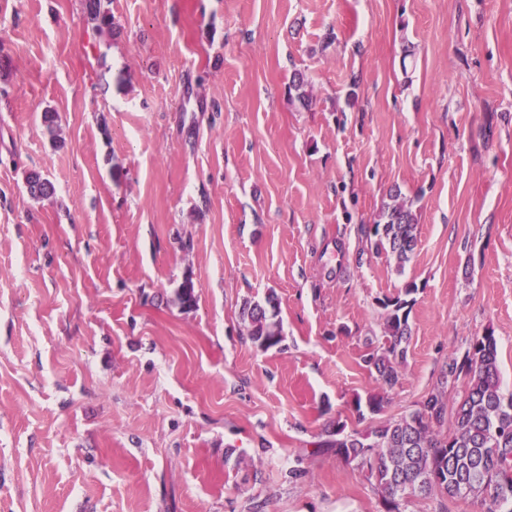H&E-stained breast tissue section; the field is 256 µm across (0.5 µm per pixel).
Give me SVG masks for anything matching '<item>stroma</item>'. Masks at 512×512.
Here are the masks:
<instances>
[{"instance_id": "stroma-1", "label": "stroma", "mask_w": 512, "mask_h": 512, "mask_svg": "<svg viewBox=\"0 0 512 512\" xmlns=\"http://www.w3.org/2000/svg\"><path fill=\"white\" fill-rule=\"evenodd\" d=\"M107 8L0 0V512H385L314 451L378 424L383 299L417 286L381 419L488 331L512 392V0ZM394 188L401 270L360 232ZM271 293L263 350L240 308Z\"/></svg>"}]
</instances>
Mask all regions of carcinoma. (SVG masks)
Returning a JSON list of instances; mask_svg holds the SVG:
<instances>
[{"label":"carcinoma","instance_id":"1","mask_svg":"<svg viewBox=\"0 0 512 512\" xmlns=\"http://www.w3.org/2000/svg\"><path fill=\"white\" fill-rule=\"evenodd\" d=\"M89 19L99 27L112 26V14L102 0H85ZM30 196L36 200L54 195L53 184L37 172L26 176ZM377 219L363 224L361 233L376 251L395 256L398 267L409 262L418 244L416 217L401 192L389 194ZM417 288L408 285L404 296L387 298L382 346L363 357L380 386L401 384L400 366L406 361L411 336L410 301ZM270 293L265 304L246 301L240 317L248 336L268 350L284 341L280 324L268 315L275 308ZM463 382L454 406L448 407V388ZM387 397L370 393L356 398L354 409L380 415ZM316 452L355 461L375 478L386 512H403L413 498L438 497L437 512H450L449 504L468 501L477 512H512V392L500 383L497 341L493 333L475 337L461 356L448 359L438 387L414 411L388 419L361 434L347 431L343 421L325 427Z\"/></svg>","mask_w":512,"mask_h":512}]
</instances>
